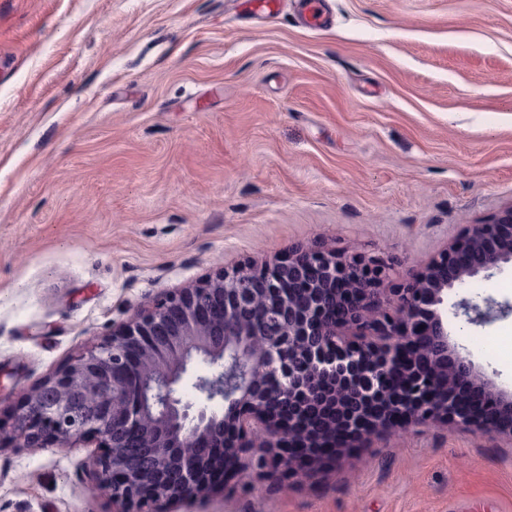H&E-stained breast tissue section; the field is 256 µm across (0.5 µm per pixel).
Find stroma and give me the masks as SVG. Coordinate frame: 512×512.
Masks as SVG:
<instances>
[{"label":"stroma","mask_w":512,"mask_h":512,"mask_svg":"<svg viewBox=\"0 0 512 512\" xmlns=\"http://www.w3.org/2000/svg\"><path fill=\"white\" fill-rule=\"evenodd\" d=\"M0 0V419L166 291L297 245L399 274L512 204V0ZM449 300L512 303V264ZM512 392V314L448 321ZM86 448L0 449V512H112ZM171 512H512V444L431 427Z\"/></svg>","instance_id":"obj_1"}]
</instances>
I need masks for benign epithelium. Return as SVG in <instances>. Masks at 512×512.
Returning <instances> with one entry per match:
<instances>
[{
    "instance_id": "obj_1",
    "label": "benign epithelium",
    "mask_w": 512,
    "mask_h": 512,
    "mask_svg": "<svg viewBox=\"0 0 512 512\" xmlns=\"http://www.w3.org/2000/svg\"><path fill=\"white\" fill-rule=\"evenodd\" d=\"M509 263L512 205L467 225L398 285L387 259L324 246L224 270L165 294L74 354L0 424V447H91L93 490L112 500V512H168L174 501L224 491L204 477L212 448L237 476H308L289 452L308 415L322 421L318 436L329 442L335 433L323 420L343 415V448L430 426L512 441V423L485 417L493 408L512 414V395L478 378L445 326L448 291ZM305 280L317 287L283 292ZM453 308L475 325L512 313L488 298ZM288 350L296 362L285 360ZM192 363L210 371L194 378L189 402L180 386ZM460 384L484 391L483 403L451 394ZM230 431L254 435V445L243 447Z\"/></svg>"
}]
</instances>
